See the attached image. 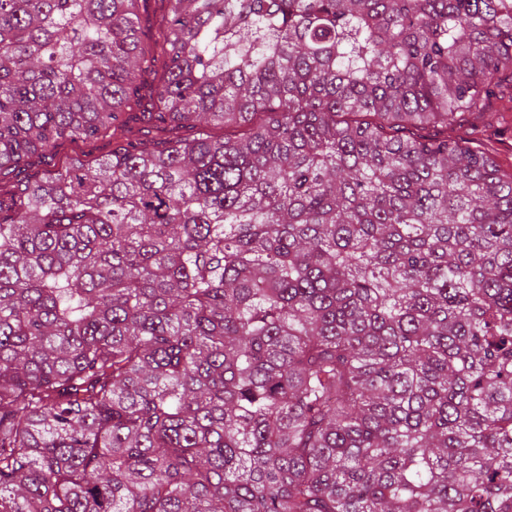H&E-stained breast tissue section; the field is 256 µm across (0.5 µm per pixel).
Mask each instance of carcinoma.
Instances as JSON below:
<instances>
[{
	"instance_id": "carcinoma-1",
	"label": "carcinoma",
	"mask_w": 512,
	"mask_h": 512,
	"mask_svg": "<svg viewBox=\"0 0 512 512\" xmlns=\"http://www.w3.org/2000/svg\"><path fill=\"white\" fill-rule=\"evenodd\" d=\"M160 2L0 0V512H512V0ZM490 104L502 108L505 112V122L497 128L485 129L479 127L474 132L475 121H470L457 127L455 134L462 139L479 137L488 140L494 147L496 163L502 173L510 174L512 172V111L511 103L506 98L498 94L490 99ZM114 147L115 143L109 139L87 142L63 140L59 141L53 150V162L59 164L73 157L83 156L84 154L88 155L85 159H100L110 155Z\"/></svg>"
}]
</instances>
